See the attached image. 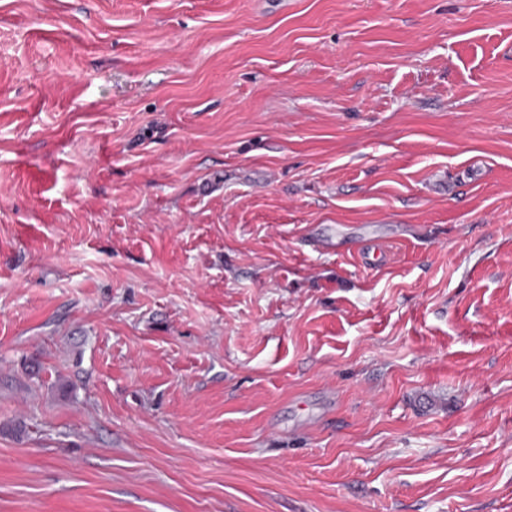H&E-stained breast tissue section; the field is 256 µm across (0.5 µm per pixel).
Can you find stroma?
I'll use <instances>...</instances> for the list:
<instances>
[{
  "label": "stroma",
  "mask_w": 512,
  "mask_h": 512,
  "mask_svg": "<svg viewBox=\"0 0 512 512\" xmlns=\"http://www.w3.org/2000/svg\"><path fill=\"white\" fill-rule=\"evenodd\" d=\"M0 512H512V0H0Z\"/></svg>",
  "instance_id": "stroma-1"
}]
</instances>
